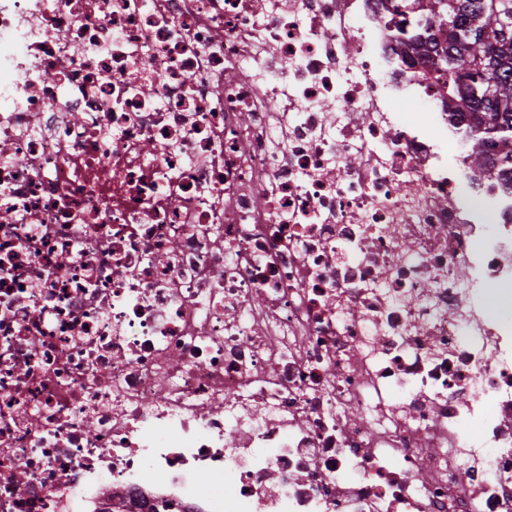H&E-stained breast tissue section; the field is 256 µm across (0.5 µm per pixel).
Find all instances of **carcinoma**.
<instances>
[{
  "instance_id": "carcinoma-1",
  "label": "carcinoma",
  "mask_w": 512,
  "mask_h": 512,
  "mask_svg": "<svg viewBox=\"0 0 512 512\" xmlns=\"http://www.w3.org/2000/svg\"><path fill=\"white\" fill-rule=\"evenodd\" d=\"M491 7L484 8L485 4ZM405 0L414 22L438 23L458 12L461 30L442 34L448 59L440 65L448 77V100L460 118H468L472 156L484 157L485 139L512 145V0Z\"/></svg>"
}]
</instances>
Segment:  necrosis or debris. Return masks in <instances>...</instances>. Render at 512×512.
Masks as SVG:
<instances>
[{
  "label": "necrosis or debris",
  "instance_id": "obj_1",
  "mask_svg": "<svg viewBox=\"0 0 512 512\" xmlns=\"http://www.w3.org/2000/svg\"><path fill=\"white\" fill-rule=\"evenodd\" d=\"M397 2L0 0V512H512L504 148Z\"/></svg>",
  "mask_w": 512,
  "mask_h": 512
}]
</instances>
